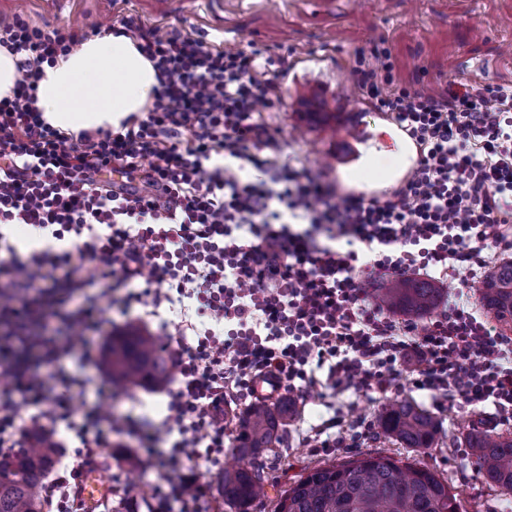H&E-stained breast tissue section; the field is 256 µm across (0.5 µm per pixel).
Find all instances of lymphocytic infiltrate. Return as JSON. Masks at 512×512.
<instances>
[{
  "instance_id": "1",
  "label": "lymphocytic infiltrate",
  "mask_w": 512,
  "mask_h": 512,
  "mask_svg": "<svg viewBox=\"0 0 512 512\" xmlns=\"http://www.w3.org/2000/svg\"><path fill=\"white\" fill-rule=\"evenodd\" d=\"M119 24L154 65V99L119 130L72 135L44 122L37 82L43 64L88 32L0 18V47L20 74L0 99V229L29 226L56 241L21 256L0 232V447H23L35 429L57 435L80 382L55 364L74 349L70 333L95 327L100 295L117 285L125 306L173 308L195 336L168 352L178 378L163 432L173 443L156 469L179 512H206L194 471L220 464L234 437L226 419L254 401L259 377L305 397L384 393L408 375L434 398L493 405L511 424L512 338L467 298L493 257L512 249V84L477 94L451 82L428 95L395 85L386 49L358 48L357 87L406 128L419 159L385 200L339 198L320 174L278 165L262 118L278 85L258 51L217 49L131 15ZM146 266L154 284L134 290ZM414 274L448 290L423 325L377 300ZM33 348L53 376L30 368ZM51 378L64 388L53 398ZM43 402L48 410L21 416V405ZM77 429L92 439L80 461L93 464L113 433L136 425L91 408Z\"/></svg>"
}]
</instances>
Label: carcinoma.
Masks as SVG:
<instances>
[{
	"label": "carcinoma",
	"instance_id": "carcinoma-1",
	"mask_svg": "<svg viewBox=\"0 0 512 512\" xmlns=\"http://www.w3.org/2000/svg\"><path fill=\"white\" fill-rule=\"evenodd\" d=\"M487 312L512 327V260L504 259L476 285ZM442 289L423 279H404L383 288L380 302L389 310L424 316L434 309ZM104 363L112 385L162 386L171 377L167 357L148 333L130 328L107 339ZM295 405L290 397L277 406L256 405L239 418L235 454L238 465L224 471L220 492L237 512H250L264 495L257 468L260 455L273 447ZM380 434L402 447L427 450L439 433L438 420L419 405L397 401L381 413ZM466 447L483 477L512 492V437L485 429L466 436ZM57 448L39 432L27 447L0 455V512H42L43 480L55 464ZM276 512H459L458 495L434 472L404 464L390 456L355 454L340 463L324 464L284 490Z\"/></svg>",
	"mask_w": 512,
	"mask_h": 512
}]
</instances>
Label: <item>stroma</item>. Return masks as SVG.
Wrapping results in <instances>:
<instances>
[{"label":"stroma","instance_id":"35a3bbf8","mask_svg":"<svg viewBox=\"0 0 512 512\" xmlns=\"http://www.w3.org/2000/svg\"><path fill=\"white\" fill-rule=\"evenodd\" d=\"M19 10L34 25L70 21L102 31L131 14L148 25L183 28L219 48L252 47L267 56L285 57L277 79L280 100L263 114L284 145L279 160L324 172L335 188L348 177V167L328 169L319 158L333 154L342 136L325 121L336 106L337 91H350L345 110L361 109L367 122L375 120L352 74L355 49L385 42L396 82L427 94L440 92L452 80L478 89L512 83V0H61L56 6L51 0H0V17ZM125 293L117 288L111 299L99 302L100 325L91 334L95 347L131 325L160 335L170 347L182 342V328L168 312L153 317L140 306L124 309ZM61 364L86 381L84 391L70 398L75 413L98 406L116 417L132 415L144 433L161 426L167 414L162 388L137 387L103 399L97 389L105 380L84 352L66 356ZM396 399L417 403L439 421L432 448L415 452L375 437L350 449L325 451L305 441L310 427L323 419L351 411L374 422ZM475 427L498 428L512 436V425L498 427L493 406L470 410L442 405L406 377L383 394L358 396L348 390L297 400L277 443L259 459L267 495L251 512H274L279 492L309 468L355 453L388 455L431 469L458 493L461 512H512V494L484 480L463 444L465 433ZM105 454L107 461L99 470L110 494L107 507L97 512H178L174 505L159 507L155 459L136 438L113 433Z\"/></svg>","mask_w":512,"mask_h":512}]
</instances>
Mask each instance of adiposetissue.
<instances>
[{
  "label": "adipose tissue",
  "instance_id": "obj_1",
  "mask_svg": "<svg viewBox=\"0 0 512 512\" xmlns=\"http://www.w3.org/2000/svg\"><path fill=\"white\" fill-rule=\"evenodd\" d=\"M157 85L152 62L133 39L105 34L44 66L37 105L46 123L68 133L117 129L146 111Z\"/></svg>",
  "mask_w": 512,
  "mask_h": 512
}]
</instances>
